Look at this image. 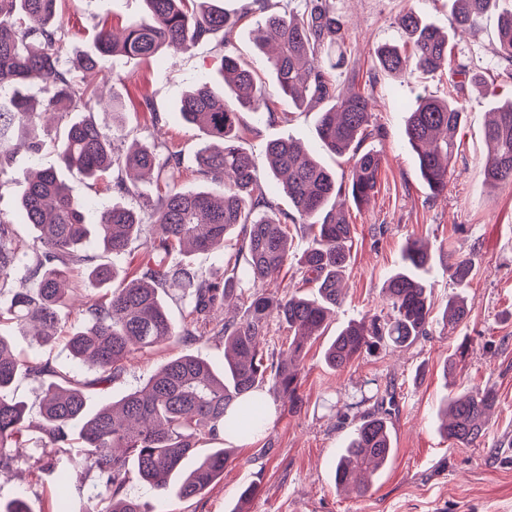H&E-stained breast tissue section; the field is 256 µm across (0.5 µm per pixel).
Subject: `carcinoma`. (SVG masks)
<instances>
[{
	"mask_svg": "<svg viewBox=\"0 0 512 512\" xmlns=\"http://www.w3.org/2000/svg\"><path fill=\"white\" fill-rule=\"evenodd\" d=\"M147 17L133 19L122 37L105 28L97 33L96 53L69 66L65 54L59 0H0V92L12 89L10 107L0 108V179L8 176L5 151L17 131L27 130L40 112L60 111L62 131L55 135L59 166L85 178H114V188L130 191L123 172L164 170L156 194H139V209L113 203L97 210L87 222L90 203L74 196L57 170L36 171L21 198V216L34 231L32 241L19 239L10 224H0V292L10 293L0 305V324L11 322L20 333L43 345L55 337L61 309L70 302L65 283L74 290L87 285L84 327L68 341L70 356L94 373L80 380L48 361L20 358L9 337L0 333V467L20 460L19 449L34 445L48 456L53 472L57 454L73 439L77 455L98 475L94 493L79 512H156L127 492L137 479L160 498L181 501L202 495L224 476L234 449L224 447V433L253 437L266 421L265 393L276 394L292 410L301 361L307 342L322 336L342 301L343 280L350 262L352 228L336 209V198L351 195L362 205L374 196L381 159L364 148L371 127L374 100L369 93L351 92L331 82L328 69L347 62L348 21L336 13L332 0H305L296 12H270L254 32V43L270 53L274 84L269 89L231 54L221 72L230 96L208 82L184 94L180 112L217 148L198 152L203 189L184 191L177 183L179 152L168 147L159 158L154 146L135 143L122 149L119 138L101 130L85 113L99 103L97 89L79 81L74 69L91 71L109 57H152L160 52L183 53L197 42L226 35L237 20L197 0H145ZM453 29L472 33L480 19L498 8L500 0H454ZM403 37L413 52L396 45L374 51L376 68L394 77L413 69L435 71L453 62L449 35L422 23L412 9L399 18ZM498 59L512 79V10L499 15ZM38 80L42 108L22 95L18 86ZM281 100L297 109L321 105L317 133L323 148L353 160L351 181L309 156L290 139L271 141L265 158L280 181L290 211L276 207L255 174V158L238 144L236 126L242 109L273 114ZM465 110L453 97H422L409 112L408 143L417 154L419 176L430 192L448 190V176L457 151L454 134ZM489 152L481 169L483 182L512 187V101L496 108L486 127ZM308 230V242L298 260L310 291L278 294L265 288L268 276L288 265L292 240L288 224ZM143 224L153 226L146 240L150 265L117 288L115 259L126 254ZM240 241L222 268L203 277L182 263L195 252L219 249L224 239ZM94 245L112 261L92 265L85 254ZM431 255L418 240L407 242L401 267L382 288L387 312L351 321L336 332L324 350L325 363L344 368L361 355L383 346L408 349L429 334L435 316L422 277ZM474 263L462 257L448 266L460 288L469 285ZM183 290L186 322L177 329L166 311L167 287ZM234 296L247 297L240 319L211 325L212 312ZM465 296L449 297L441 314L443 328L467 320ZM288 330L287 350L266 348L271 319ZM224 342V371H216L201 356L185 353L156 369L139 388L119 401L91 406L88 390L103 389L126 362L170 342ZM26 374L39 384L40 419L26 417L25 405L14 398L16 377ZM496 405L493 391L479 386L463 395L450 394L439 432L463 447L480 442L489 412ZM393 456L391 428L380 414L366 415L331 465L336 487L362 495L369 478Z\"/></svg>",
	"mask_w": 512,
	"mask_h": 512,
	"instance_id": "cac0c4a2",
	"label": "carcinoma"
}]
</instances>
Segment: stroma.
I'll return each mask as SVG.
<instances>
[{
    "label": "stroma",
    "instance_id": "35a3bbf8",
    "mask_svg": "<svg viewBox=\"0 0 512 512\" xmlns=\"http://www.w3.org/2000/svg\"><path fill=\"white\" fill-rule=\"evenodd\" d=\"M225 12L239 16L227 42H200L190 52L162 53L146 59L115 58L112 65L86 73V83L97 87L103 99L118 98L122 115L95 108L91 119L113 131L126 143L161 147L174 145L181 154L179 186L196 190L204 185L196 154L205 135L186 124L179 112L182 95L199 81L222 88L221 60L225 52L240 56L264 82L273 76L265 53L252 42L262 15L255 0H214ZM349 21L352 52L346 67L330 71L332 82L372 92L376 101L373 123L379 137L369 148L382 159L374 198L363 206L346 200L344 209L353 227L347 291L337 307L326 336L311 342L303 360L296 410L285 411L275 395L268 428L238 448L224 476L187 502H164L165 512H230L240 489L256 484L248 512H512V188L491 189L483 184L480 168L488 146L485 129L490 112L512 98V81L502 73L496 57L497 15H489L478 33L452 31L453 0H333ZM415 9L425 21L451 35L454 53L470 69L480 71L483 87L446 68L434 74L413 71L402 78L375 69L372 51L382 44L403 42L398 19ZM70 61L94 53L101 28L121 27L145 16L143 0H61ZM457 90L466 118L457 130L458 153L451 168L448 191L433 196L417 171V157L408 143L406 119L421 97H444ZM273 116L251 112L239 115L243 144L256 158L258 175L269 199L287 208L288 199L269 175L264 157L268 141L292 138L315 154L337 176L350 177L348 158L324 155L316 128L320 112H299L276 102ZM36 136L43 146L31 154L26 141H14L8 155L10 174L0 182V221L11 224L22 240L31 232L20 218V199L32 170L54 167L58 158L44 129ZM410 239L423 240L431 254L428 293L435 312H442L458 288L448 276V264L459 257L473 258L474 276L466 290L468 319L449 331L433 325L428 336L410 349L388 348L365 355L335 370L323 361V350L339 326L365 315L380 313L385 279L402 262ZM52 346L38 348L28 337L15 336L23 357L50 361L78 378L87 369L70 358L66 341L83 325L77 310L61 314ZM467 353L453 374L444 364L457 345ZM185 344H166L128 361L123 372L94 403L120 399L138 387L155 368L186 352ZM472 384L492 389L498 402L479 446L464 448L447 440L435 424L436 412L448 392ZM384 409L389 415L394 456L374 476L362 496L337 492L330 465L353 433L363 413ZM41 449L29 448L21 463L0 470V498L26 494L34 512H53L56 481L43 468Z\"/></svg>",
    "mask_w": 512,
    "mask_h": 512
}]
</instances>
